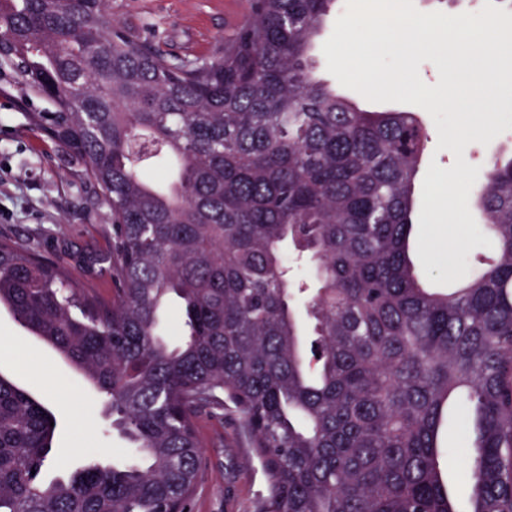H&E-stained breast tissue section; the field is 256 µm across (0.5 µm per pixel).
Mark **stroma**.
<instances>
[{
    "label": "stroma",
    "mask_w": 512,
    "mask_h": 512,
    "mask_svg": "<svg viewBox=\"0 0 512 512\" xmlns=\"http://www.w3.org/2000/svg\"><path fill=\"white\" fill-rule=\"evenodd\" d=\"M114 22L152 38L164 52L204 57L243 20L245 0H111ZM512 156V128L489 144L470 143L465 160L485 183L492 159ZM0 237L30 243L48 260L68 265L90 291L112 297L108 256L112 216L82 167L51 139L32 132L23 107L0 94ZM0 374L42 402L56 421L46 477L87 461L121 463L122 440L102 414L97 392L54 349L21 329L0 309ZM202 471L191 512H257L265 489L259 462L238 433L234 415L202 410L197 417ZM443 445L448 488L465 505L473 455L455 413L446 417Z\"/></svg>",
    "instance_id": "1"
}]
</instances>
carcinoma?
I'll return each mask as SVG.
<instances>
[{
  "label": "carcinoma",
  "mask_w": 512,
  "mask_h": 512,
  "mask_svg": "<svg viewBox=\"0 0 512 512\" xmlns=\"http://www.w3.org/2000/svg\"><path fill=\"white\" fill-rule=\"evenodd\" d=\"M107 2L0 0V91L49 103L31 130L111 210L112 301L0 238V307L104 396L134 458L42 480L50 413L0 375V512H188L204 408L236 414L267 481L259 512H512V157L479 194L493 260L430 292L408 255L429 134L316 78L335 0H246L193 59ZM168 159L162 191L147 167ZM286 242L314 292L289 277ZM452 400L474 435L465 511L440 467Z\"/></svg>",
  "instance_id": "1"
}]
</instances>
